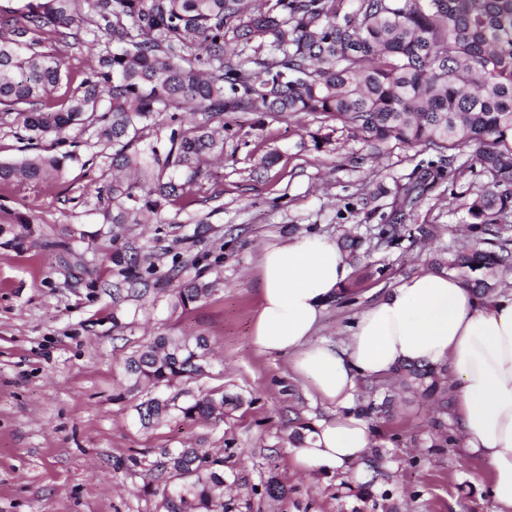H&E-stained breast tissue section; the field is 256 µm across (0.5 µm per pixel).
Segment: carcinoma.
Listing matches in <instances>:
<instances>
[{"label":"carcinoma","instance_id":"obj_1","mask_svg":"<svg viewBox=\"0 0 512 512\" xmlns=\"http://www.w3.org/2000/svg\"><path fill=\"white\" fill-rule=\"evenodd\" d=\"M26 24L0 38V110L22 121L29 139L72 125L94 128L112 147V169L145 175L113 177L107 187L112 223H161L165 208L183 203L188 181L224 137L210 120L234 112H310L350 126L370 144L395 141L448 158L430 160L398 186L383 220L404 223L428 184L446 177L470 150L483 188L460 196L476 224L512 220V0H36ZM48 26L66 39L103 33L98 66L51 111L37 103L65 76L60 56L32 51L27 34ZM155 139L139 150L147 129ZM64 159L35 155L0 162V186L22 176L53 180ZM34 233L17 215L0 234L23 243ZM499 250L463 244L439 268L454 271L482 296L496 293ZM119 274L134 282L137 257ZM218 280L196 278L175 289L174 306L211 296ZM202 336H156L124 364L127 391L152 392L200 376L207 365ZM396 384L434 403L436 438L448 442L453 386L448 367L403 365ZM240 394L209 391L182 406L160 396L136 405L139 421L178 412L185 419L224 418ZM222 460L199 448L165 452L162 468L178 478L169 493L177 512H227Z\"/></svg>","mask_w":512,"mask_h":512}]
</instances>
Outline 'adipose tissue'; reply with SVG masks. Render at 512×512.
Segmentation results:
<instances>
[{
	"label": "adipose tissue",
	"mask_w": 512,
	"mask_h": 512,
	"mask_svg": "<svg viewBox=\"0 0 512 512\" xmlns=\"http://www.w3.org/2000/svg\"><path fill=\"white\" fill-rule=\"evenodd\" d=\"M351 272L328 237H288L261 249L252 342L260 353L293 356L296 378L331 413L289 453L306 469L372 482L366 459L375 440L357 410L358 381L388 377L409 362L445 365L455 376L462 450L486 464L481 490L498 512H512V288L482 300L459 276L424 272L368 306L346 343L316 339Z\"/></svg>",
	"instance_id": "1"
}]
</instances>
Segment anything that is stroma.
<instances>
[{
	"instance_id": "1",
	"label": "stroma",
	"mask_w": 512,
	"mask_h": 512,
	"mask_svg": "<svg viewBox=\"0 0 512 512\" xmlns=\"http://www.w3.org/2000/svg\"><path fill=\"white\" fill-rule=\"evenodd\" d=\"M32 40L36 51L64 56L68 76L48 100L65 101L94 65L96 41L47 29ZM211 126L224 132V156L203 164L188 205L167 208L160 224L114 225L100 195L112 179L108 151L90 130L74 125L32 141L0 114V162L67 158L61 180L0 186V222L22 215L36 229L20 245L0 237V512H167L164 452L188 447L223 459L235 486L224 496L228 512H496L480 490L485 466L459 444L432 447V410L409 394L373 422L385 457L370 497L351 489V476L299 467L288 436L327 411L294 380L290 358L259 353L251 341L264 243L363 239L370 256L353 266L343 301L329 305L319 330L338 343L370 303L465 238L512 251V223L467 230L457 197L479 192L481 178L452 169L391 242L380 236V214L366 215L358 199L395 190L434 151L394 142L376 150L342 123L328 128L305 112H238ZM116 247L139 255L138 282L116 275L107 258ZM214 276L222 284L208 299L175 306L182 282ZM157 336H203L213 351L205 375L166 389L176 404L212 390L241 393L245 404L221 420L173 413L142 426L141 396L127 392L123 362ZM272 478L283 488L275 498L266 492Z\"/></svg>"
}]
</instances>
